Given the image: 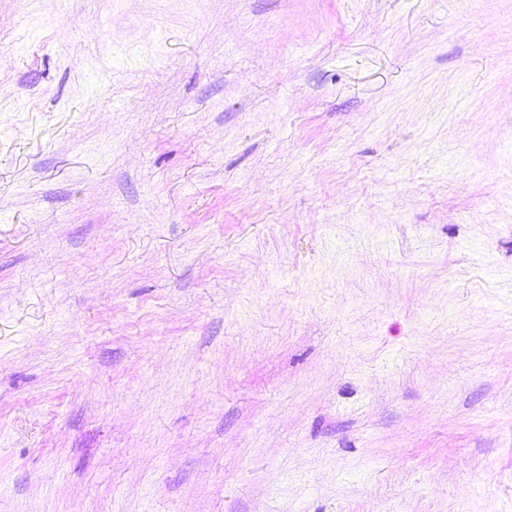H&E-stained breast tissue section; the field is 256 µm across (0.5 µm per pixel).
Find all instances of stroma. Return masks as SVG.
<instances>
[{"label":"stroma","instance_id":"stroma-1","mask_svg":"<svg viewBox=\"0 0 512 512\" xmlns=\"http://www.w3.org/2000/svg\"><path fill=\"white\" fill-rule=\"evenodd\" d=\"M0 512H512V0H0Z\"/></svg>","mask_w":512,"mask_h":512}]
</instances>
